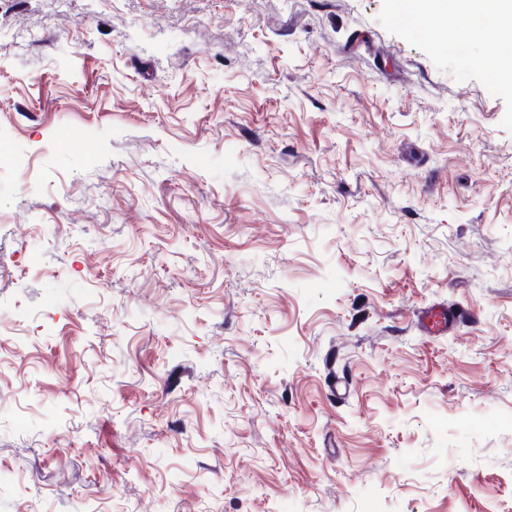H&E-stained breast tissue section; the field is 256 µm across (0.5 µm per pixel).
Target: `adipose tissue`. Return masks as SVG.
<instances>
[{
  "instance_id": "obj_1",
  "label": "adipose tissue",
  "mask_w": 512,
  "mask_h": 512,
  "mask_svg": "<svg viewBox=\"0 0 512 512\" xmlns=\"http://www.w3.org/2000/svg\"><path fill=\"white\" fill-rule=\"evenodd\" d=\"M396 18L405 25L432 21L449 26L453 42L460 43L473 35L499 42V20L512 14V0H393Z\"/></svg>"
}]
</instances>
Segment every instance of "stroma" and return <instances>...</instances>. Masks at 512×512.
<instances>
[{
	"label": "stroma",
	"mask_w": 512,
	"mask_h": 512,
	"mask_svg": "<svg viewBox=\"0 0 512 512\" xmlns=\"http://www.w3.org/2000/svg\"><path fill=\"white\" fill-rule=\"evenodd\" d=\"M446 41L0 0V512H512V97Z\"/></svg>",
	"instance_id": "1"
}]
</instances>
